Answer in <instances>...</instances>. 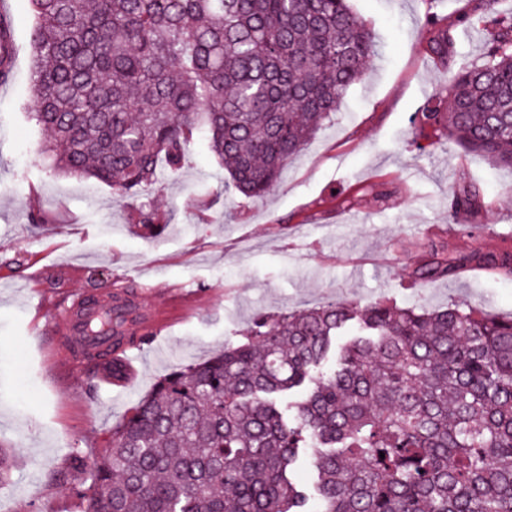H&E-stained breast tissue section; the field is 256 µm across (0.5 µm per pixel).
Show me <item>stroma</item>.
Segmentation results:
<instances>
[{
  "instance_id": "35a3bbf8",
  "label": "stroma",
  "mask_w": 512,
  "mask_h": 512,
  "mask_svg": "<svg viewBox=\"0 0 512 512\" xmlns=\"http://www.w3.org/2000/svg\"><path fill=\"white\" fill-rule=\"evenodd\" d=\"M380 49L361 83L261 200L225 193L226 174L204 139L153 197L158 236L129 220L111 187L55 173L36 153L29 0H0L14 44L13 78L0 85V440L21 465L0 484V512H85L64 479L74 450L92 459L110 429L173 368L240 340L261 315L327 301H379L426 309L465 304L512 314V281L468 276L419 285L410 274L426 237L449 249L512 239V170L434 136L414 122L443 88V67L424 51V21L452 18L473 0H352ZM512 0H496L478 31H458L455 56L482 62ZM477 183L489 206L474 237L448 221L449 191ZM43 212L48 227L27 221ZM134 292L142 311L177 286L196 303L158 340L129 350L132 382H98L95 361L75 365L48 349L37 308L59 314L80 293Z\"/></svg>"
}]
</instances>
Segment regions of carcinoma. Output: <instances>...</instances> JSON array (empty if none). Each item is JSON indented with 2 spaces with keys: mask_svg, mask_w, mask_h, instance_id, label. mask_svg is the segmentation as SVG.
I'll return each mask as SVG.
<instances>
[{
  "mask_svg": "<svg viewBox=\"0 0 512 512\" xmlns=\"http://www.w3.org/2000/svg\"><path fill=\"white\" fill-rule=\"evenodd\" d=\"M29 2L39 151L130 199L150 234L160 164L178 171L201 135L224 190L264 197L376 55L349 0ZM495 2L427 16L425 51L447 64L456 29ZM443 92L420 122L512 168L511 22ZM485 207L467 184L448 220ZM471 271L511 280L512 248L431 239L411 278ZM308 448L311 508L289 477ZM72 460L69 491L89 512H512V317L390 301L261 317L245 340L160 379L93 461ZM16 463L0 442V482Z\"/></svg>",
  "mask_w": 512,
  "mask_h": 512,
  "instance_id": "1",
  "label": "carcinoma"
}]
</instances>
